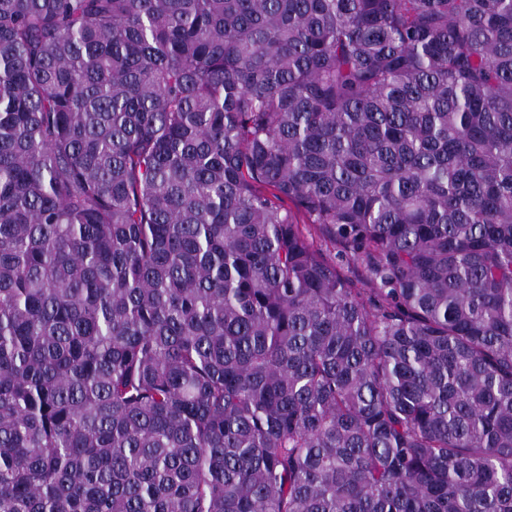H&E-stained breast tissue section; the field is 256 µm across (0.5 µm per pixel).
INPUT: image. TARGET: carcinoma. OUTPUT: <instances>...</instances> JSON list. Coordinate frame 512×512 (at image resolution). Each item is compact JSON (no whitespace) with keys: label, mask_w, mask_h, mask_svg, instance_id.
<instances>
[{"label":"carcinoma","mask_w":512,"mask_h":512,"mask_svg":"<svg viewBox=\"0 0 512 512\" xmlns=\"http://www.w3.org/2000/svg\"><path fill=\"white\" fill-rule=\"evenodd\" d=\"M0 512H512V0H0ZM305 227L307 231L311 233L315 245L320 248L327 257L333 258L336 256V262L340 264L341 273L354 288H373V285L366 279L363 266L357 263L347 262L344 259L341 261V257L337 254L339 248L336 247L335 249L318 227L311 224H305Z\"/></svg>","instance_id":"carcinoma-1"}]
</instances>
